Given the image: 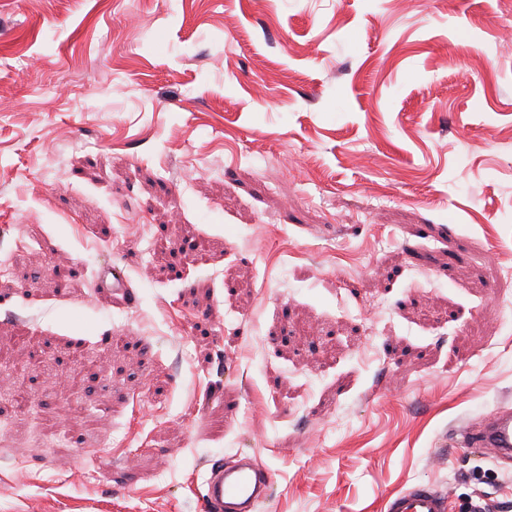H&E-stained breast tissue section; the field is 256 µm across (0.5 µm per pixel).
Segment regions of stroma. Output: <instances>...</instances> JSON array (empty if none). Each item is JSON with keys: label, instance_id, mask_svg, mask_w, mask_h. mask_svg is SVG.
<instances>
[{"label": "stroma", "instance_id": "obj_1", "mask_svg": "<svg viewBox=\"0 0 512 512\" xmlns=\"http://www.w3.org/2000/svg\"><path fill=\"white\" fill-rule=\"evenodd\" d=\"M0 265V512H512V0H0ZM461 446L479 448L501 466H512V406L500 404L462 430ZM206 472L208 512H256L272 498L274 474L251 454L240 455L230 465H224V459L211 460ZM386 512H446L448 497L429 482L398 492H383Z\"/></svg>", "mask_w": 512, "mask_h": 512}]
</instances>
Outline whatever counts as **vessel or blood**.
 <instances>
[{"label":"vessel or blood","instance_id":"obj_1","mask_svg":"<svg viewBox=\"0 0 512 512\" xmlns=\"http://www.w3.org/2000/svg\"><path fill=\"white\" fill-rule=\"evenodd\" d=\"M462 445L478 448L501 466H512V406L502 404L462 431ZM208 512H257L269 502L275 484L273 472L249 454L232 464L210 461L206 469ZM386 512H447L448 498L434 485L420 482L398 492L384 493Z\"/></svg>","mask_w":512,"mask_h":512}]
</instances>
